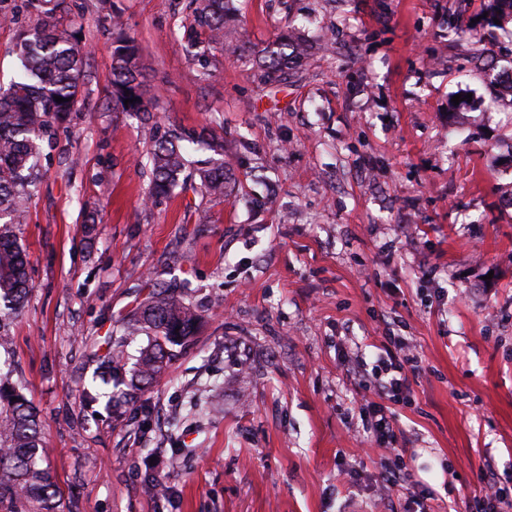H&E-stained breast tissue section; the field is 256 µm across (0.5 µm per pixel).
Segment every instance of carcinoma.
Wrapping results in <instances>:
<instances>
[{
	"instance_id": "1",
	"label": "carcinoma",
	"mask_w": 512,
	"mask_h": 512,
	"mask_svg": "<svg viewBox=\"0 0 512 512\" xmlns=\"http://www.w3.org/2000/svg\"><path fill=\"white\" fill-rule=\"evenodd\" d=\"M38 2L39 18L21 34L15 53L20 72L8 89L0 92V350L11 348L10 321L22 311L32 286L28 261L18 234L37 189L41 142L51 129L70 121L82 104V78L86 51L76 32L63 24L60 0ZM191 29L207 31V45L224 46L228 0H196ZM481 25L494 27V19L512 15V0H488ZM119 31L112 65L107 76L112 104L125 112L149 114L144 104L138 59L140 49L122 34L120 17L113 18ZM303 50L295 37L282 35L274 46L262 50L256 64L272 81L285 68L302 60ZM64 101L58 103L55 97ZM135 102L124 104V99ZM204 151L209 157L196 169L200 189L222 200L229 177L224 171V136L208 130L198 136L172 133L159 137L150 152L151 200L169 197L180 185L186 156ZM191 283L154 291L124 325L111 330L104 340L97 383L81 391L89 406L101 396L127 397L159 383L171 347L195 336L202 318L190 297ZM145 332L153 336L137 360L131 379H126L123 346L127 337ZM49 448L41 435L38 412L20 390L0 375V512H55L59 487L48 467Z\"/></svg>"
}]
</instances>
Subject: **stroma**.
<instances>
[{"label":"stroma","mask_w":512,"mask_h":512,"mask_svg":"<svg viewBox=\"0 0 512 512\" xmlns=\"http://www.w3.org/2000/svg\"><path fill=\"white\" fill-rule=\"evenodd\" d=\"M483 0H233L223 47L185 49L194 0H64L85 45L83 104L44 141L19 237L33 291L10 328L37 408L56 512H470L512 481V20L482 42L447 25ZM140 47L152 121L112 106L113 16ZM0 0V87L34 26ZM312 54L263 84L284 31ZM464 100L453 103L455 95ZM224 135L223 201L146 200L155 128ZM192 284L196 336L159 385L84 407L94 338L154 284ZM417 368L368 456L352 359L389 337ZM167 488L146 493L147 479Z\"/></svg>","instance_id":"obj_1"}]
</instances>
